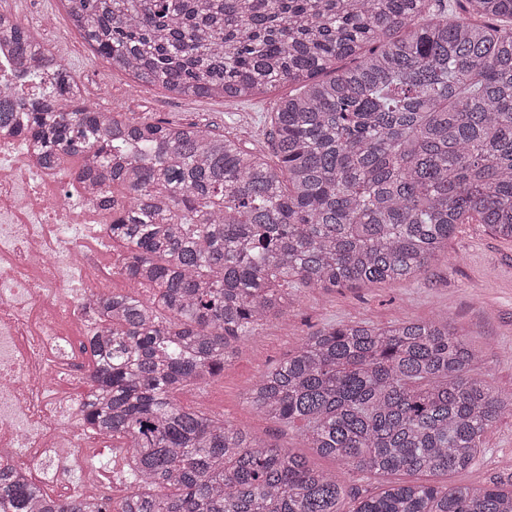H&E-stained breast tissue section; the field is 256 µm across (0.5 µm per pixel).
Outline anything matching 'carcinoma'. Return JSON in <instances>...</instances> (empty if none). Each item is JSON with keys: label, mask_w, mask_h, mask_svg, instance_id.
<instances>
[{"label": "carcinoma", "mask_w": 512, "mask_h": 512, "mask_svg": "<svg viewBox=\"0 0 512 512\" xmlns=\"http://www.w3.org/2000/svg\"><path fill=\"white\" fill-rule=\"evenodd\" d=\"M112 66L185 97L299 85L275 163L196 123L103 112L13 14L0 132L113 213L128 291L96 298L85 422L124 439L109 496L50 495L0 461V512H344L343 481L173 394L224 372L294 288L406 281L458 224L512 240V0H61ZM353 58L349 68L340 63ZM149 293L143 297L141 291ZM450 322L331 324L248 402L347 471L403 474L350 512H512V481L462 487L512 395Z\"/></svg>", "instance_id": "carcinoma-1"}]
</instances>
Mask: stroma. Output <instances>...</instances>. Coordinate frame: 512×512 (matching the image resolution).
<instances>
[{
    "mask_svg": "<svg viewBox=\"0 0 512 512\" xmlns=\"http://www.w3.org/2000/svg\"><path fill=\"white\" fill-rule=\"evenodd\" d=\"M0 10L33 24L50 17L46 46L70 71L84 97L100 110L152 116L216 128L248 150L273 159L270 114L293 93L284 84L246 101L185 98L142 85L97 56L73 27L60 0H0ZM451 320L453 328L482 352L479 369L502 394L512 393V242L492 236L482 224L458 225L440 259L419 276L370 288H305L296 292L286 317L267 322L242 339L237 355L218 377L177 394L183 406L202 405L225 423L253 436L304 453L295 431L278 430L257 414L246 397L261 373L279 364L308 333L328 323ZM512 473V416L488 432L475 465L448 476L451 486H484Z\"/></svg>",
    "mask_w": 512,
    "mask_h": 512,
    "instance_id": "1",
    "label": "stroma"
}]
</instances>
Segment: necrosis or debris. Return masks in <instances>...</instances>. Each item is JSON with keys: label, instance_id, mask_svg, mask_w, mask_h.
I'll list each match as a JSON object with an SVG mask.
<instances>
[{"label": "necrosis or debris", "instance_id": "necrosis-or-debris-1", "mask_svg": "<svg viewBox=\"0 0 512 512\" xmlns=\"http://www.w3.org/2000/svg\"><path fill=\"white\" fill-rule=\"evenodd\" d=\"M106 221L73 176L0 138V459L64 497L81 490L82 451L99 441L68 390L69 329L92 327L87 297L116 276L84 250L91 234L106 243Z\"/></svg>", "mask_w": 512, "mask_h": 512}]
</instances>
